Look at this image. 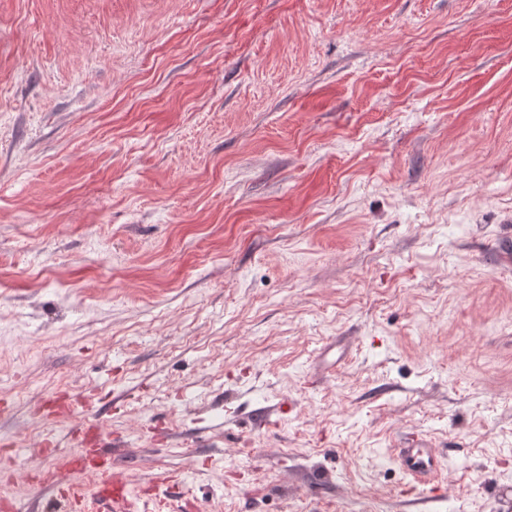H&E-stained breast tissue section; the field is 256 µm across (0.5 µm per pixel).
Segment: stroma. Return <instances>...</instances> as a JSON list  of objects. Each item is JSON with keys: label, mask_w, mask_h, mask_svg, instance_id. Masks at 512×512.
Here are the masks:
<instances>
[{"label": "stroma", "mask_w": 512, "mask_h": 512, "mask_svg": "<svg viewBox=\"0 0 512 512\" xmlns=\"http://www.w3.org/2000/svg\"><path fill=\"white\" fill-rule=\"evenodd\" d=\"M508 241L512 0H0V504L507 512ZM406 446L395 448L396 462L418 484H425L439 470L444 456L423 435L415 436ZM96 499H105L112 502V509L116 512H134L131 506L130 493L119 472L114 471L112 480H108L95 489Z\"/></svg>", "instance_id": "obj_1"}]
</instances>
